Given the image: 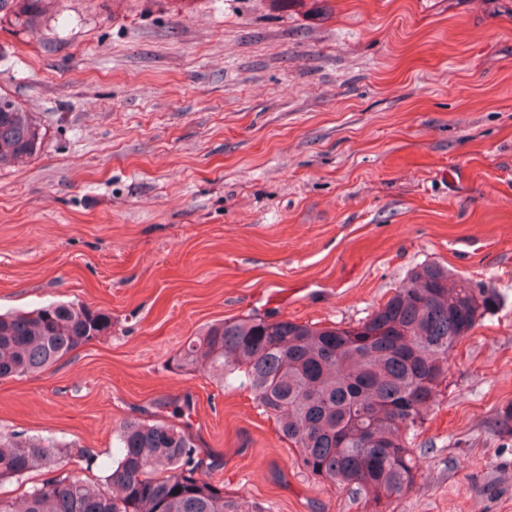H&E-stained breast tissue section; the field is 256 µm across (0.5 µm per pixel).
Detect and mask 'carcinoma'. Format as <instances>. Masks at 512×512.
Wrapping results in <instances>:
<instances>
[{
    "label": "carcinoma",
    "mask_w": 512,
    "mask_h": 512,
    "mask_svg": "<svg viewBox=\"0 0 512 512\" xmlns=\"http://www.w3.org/2000/svg\"><path fill=\"white\" fill-rule=\"evenodd\" d=\"M49 3L0 0V12L9 9L27 30ZM44 137L33 113L0 94V167L36 155ZM498 304L495 289H471L429 263L355 326L222 320L189 339L179 360L248 390L305 470L377 505L413 487L418 463L407 433L436 402L453 349ZM111 328L109 314L75 303L1 313L0 379L43 371ZM83 461L91 463L81 448L53 453L39 440L0 435V482L55 473L17 498L0 496V512H261L198 478L213 463L188 432L165 422L123 423L101 479L83 477Z\"/></svg>",
    "instance_id": "1"
}]
</instances>
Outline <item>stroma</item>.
Masks as SVG:
<instances>
[{"label": "stroma", "mask_w": 512, "mask_h": 512, "mask_svg": "<svg viewBox=\"0 0 512 512\" xmlns=\"http://www.w3.org/2000/svg\"><path fill=\"white\" fill-rule=\"evenodd\" d=\"M0 93L46 131L0 168V312L112 330L0 380V433L112 463L186 429L202 480L262 512H512V0H53L0 19ZM423 263L495 288L409 432L387 504L309 475L245 391L178 366L247 315L364 320ZM52 0H0V13L9 8L15 26L32 29L40 22Z\"/></svg>", "instance_id": "35a3bbf8"}]
</instances>
